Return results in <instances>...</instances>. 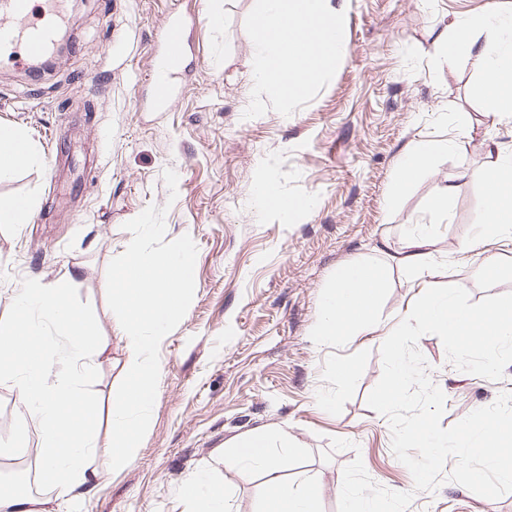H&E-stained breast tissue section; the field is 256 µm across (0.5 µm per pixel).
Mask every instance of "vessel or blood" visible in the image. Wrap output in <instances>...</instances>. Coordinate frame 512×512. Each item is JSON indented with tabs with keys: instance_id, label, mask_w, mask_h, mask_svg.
<instances>
[{
	"instance_id": "obj_1",
	"label": "vessel or blood",
	"mask_w": 512,
	"mask_h": 512,
	"mask_svg": "<svg viewBox=\"0 0 512 512\" xmlns=\"http://www.w3.org/2000/svg\"><path fill=\"white\" fill-rule=\"evenodd\" d=\"M64 3L65 0H0V61L22 70L45 57L64 15ZM188 24V18L177 12L166 15L161 23V46L152 58L149 79L152 111H170L182 93L181 40Z\"/></svg>"
}]
</instances>
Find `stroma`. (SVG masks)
I'll return each mask as SVG.
<instances>
[{"mask_svg": "<svg viewBox=\"0 0 512 512\" xmlns=\"http://www.w3.org/2000/svg\"><path fill=\"white\" fill-rule=\"evenodd\" d=\"M343 46L305 96L255 81L254 19L260 0H74L73 46L30 81L0 63V126H14L38 152L36 163L0 181V199L36 200L29 224H0V324L13 292L31 280L74 275L72 298L93 319L102 353L86 379L101 412L98 484L76 503L35 481L33 498L57 512H195L182 493L209 473L228 492L227 512H258L268 487L258 469L228 471V439L284 429L301 444L282 475L292 484L323 476L321 512H338L343 469L355 459L377 485L413 492L391 448L386 416L367 404L382 373V337L323 342L313 328L339 267L370 259L394 263L408 225L429 223L428 197L455 187L432 252L437 287L456 289L475 311L512 302V276L491 277L480 256L460 253L484 206L474 169L512 155V124H492L470 94L471 63L438 66L445 20L471 18L512 0H332ZM197 18L172 111L137 105L148 95L151 54L163 16ZM471 133L462 151L433 163V175L387 200L396 162L411 141L449 138L457 119ZM178 175L169 201L166 169ZM270 184L291 211L260 208ZM166 207L165 238L189 235L198 250L195 293L161 344L160 378L148 432L135 460L109 470L113 401L127 349L106 300V269L131 235L125 222ZM417 347L446 396L442 427L512 393L501 379L454 367L440 338ZM348 362L346 381L336 376ZM333 401L324 409L322 399ZM40 437L17 392L0 387V474L40 465ZM407 512H512V493L487 499L453 481L413 492Z\"/></svg>", "mask_w": 512, "mask_h": 512, "instance_id": "stroma-1", "label": "stroma"}]
</instances>
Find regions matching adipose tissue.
I'll use <instances>...</instances> for the list:
<instances>
[{"mask_svg":"<svg viewBox=\"0 0 512 512\" xmlns=\"http://www.w3.org/2000/svg\"><path fill=\"white\" fill-rule=\"evenodd\" d=\"M253 74L261 84L296 95L335 60L341 44L342 17L331 0H264L257 16ZM440 65L456 68L472 61L481 76L471 86L473 97L487 104L500 121H512V9H498L474 19H456L440 33ZM470 128L458 124L454 138L415 140L400 156L389 202L432 171L433 162L458 147ZM38 156L20 129L0 127V179L8 178ZM484 189V210L460 252L483 256L488 275H502L504 257L512 255V159L475 171ZM452 184L441 185L428 201L434 221L411 225L397 268L410 277L415 299L397 319L380 320L378 305L393 268L370 261L341 266L314 328L317 338L341 341L362 336L386 337L395 363L381 403L404 398L417 371L404 358L410 331L430 327L447 336L450 346L478 347L495 359L512 345V303L488 305L476 312L459 305L452 288L435 287L430 278L434 222L448 216ZM71 273L52 284L27 282L13 298L14 317L0 326V387L17 391L38 423L43 478L59 495L80 497L101 476L96 448L98 409L84 390V373L100 353L95 327L71 296ZM287 431L257 432L224 444V466L250 464L268 472L272 482L262 512H319L321 479L290 487L278 480L286 463L283 449H296Z\"/></svg>","mask_w":512,"mask_h":512,"instance_id":"ef3b65f1","label":"adipose tissue"}]
</instances>
